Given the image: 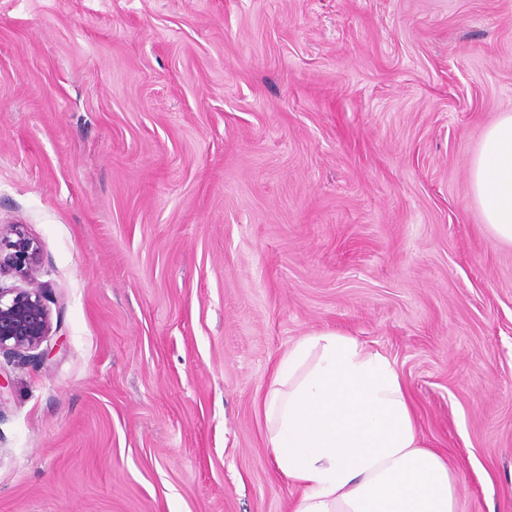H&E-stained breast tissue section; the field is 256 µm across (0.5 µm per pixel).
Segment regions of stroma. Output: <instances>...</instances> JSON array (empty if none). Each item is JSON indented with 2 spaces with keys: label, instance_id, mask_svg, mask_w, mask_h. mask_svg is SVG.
<instances>
[{
  "label": "stroma",
  "instance_id": "1",
  "mask_svg": "<svg viewBox=\"0 0 512 512\" xmlns=\"http://www.w3.org/2000/svg\"><path fill=\"white\" fill-rule=\"evenodd\" d=\"M512 0H0V225L52 330L6 360L0 512H294L300 338L388 357L461 512H512V246L470 192Z\"/></svg>",
  "mask_w": 512,
  "mask_h": 512
}]
</instances>
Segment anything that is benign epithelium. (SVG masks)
<instances>
[{"instance_id": "7a95c632", "label": "benign epithelium", "mask_w": 512, "mask_h": 512, "mask_svg": "<svg viewBox=\"0 0 512 512\" xmlns=\"http://www.w3.org/2000/svg\"><path fill=\"white\" fill-rule=\"evenodd\" d=\"M40 247L18 224L0 225V270L8 268L29 278L26 288L0 286V354L24 362L40 361L36 354L51 330L50 310L44 288L30 278L38 264Z\"/></svg>"}]
</instances>
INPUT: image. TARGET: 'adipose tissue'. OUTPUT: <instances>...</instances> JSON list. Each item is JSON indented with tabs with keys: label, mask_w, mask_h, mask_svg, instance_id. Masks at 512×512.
<instances>
[{
	"label": "adipose tissue",
	"mask_w": 512,
	"mask_h": 512,
	"mask_svg": "<svg viewBox=\"0 0 512 512\" xmlns=\"http://www.w3.org/2000/svg\"><path fill=\"white\" fill-rule=\"evenodd\" d=\"M470 186L495 242L512 246V113L490 124ZM277 469L300 487L295 512H457V479L425 448L403 379L355 337L298 340L264 400Z\"/></svg>",
	"instance_id": "adipose-tissue-1"
}]
</instances>
